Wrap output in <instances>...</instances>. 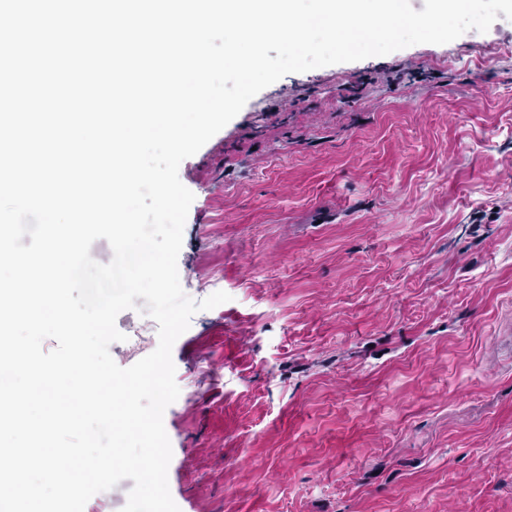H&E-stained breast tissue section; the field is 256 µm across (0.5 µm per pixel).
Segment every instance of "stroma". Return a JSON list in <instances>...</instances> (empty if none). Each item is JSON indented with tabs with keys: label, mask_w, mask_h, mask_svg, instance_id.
Returning a JSON list of instances; mask_svg holds the SVG:
<instances>
[{
	"label": "stroma",
	"mask_w": 512,
	"mask_h": 512,
	"mask_svg": "<svg viewBox=\"0 0 512 512\" xmlns=\"http://www.w3.org/2000/svg\"><path fill=\"white\" fill-rule=\"evenodd\" d=\"M178 175L230 296L172 349L180 512H512V24L286 75Z\"/></svg>",
	"instance_id": "stroma-1"
}]
</instances>
